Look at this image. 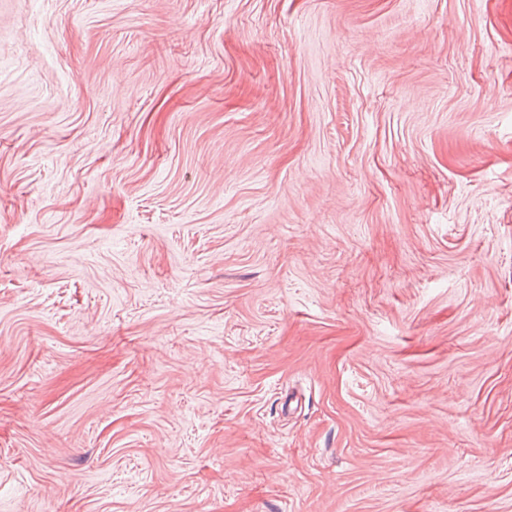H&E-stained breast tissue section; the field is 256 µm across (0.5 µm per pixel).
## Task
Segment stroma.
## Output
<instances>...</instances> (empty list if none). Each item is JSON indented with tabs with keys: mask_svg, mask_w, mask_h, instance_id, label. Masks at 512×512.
<instances>
[{
	"mask_svg": "<svg viewBox=\"0 0 512 512\" xmlns=\"http://www.w3.org/2000/svg\"><path fill=\"white\" fill-rule=\"evenodd\" d=\"M0 512H512V0H0Z\"/></svg>",
	"mask_w": 512,
	"mask_h": 512,
	"instance_id": "stroma-1",
	"label": "stroma"
}]
</instances>
